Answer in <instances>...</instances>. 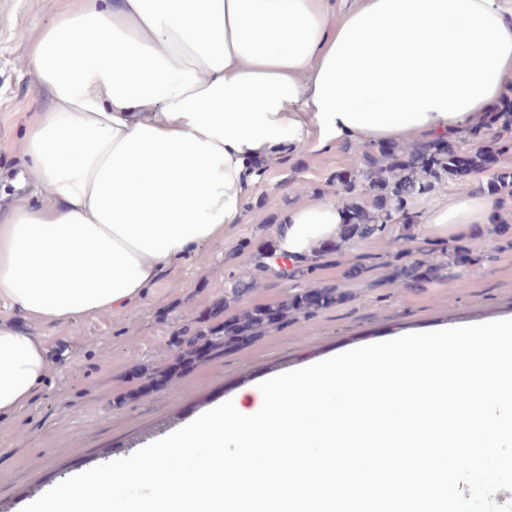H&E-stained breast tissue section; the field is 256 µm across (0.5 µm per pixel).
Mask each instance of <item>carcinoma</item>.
<instances>
[{
  "label": "carcinoma",
  "instance_id": "carcinoma-1",
  "mask_svg": "<svg viewBox=\"0 0 512 512\" xmlns=\"http://www.w3.org/2000/svg\"><path fill=\"white\" fill-rule=\"evenodd\" d=\"M510 130L512 112L496 113L493 122L487 125L491 142L503 155L512 154V137L507 135ZM477 132L479 129L475 128L470 132V137L461 140L462 147H448L424 161L417 160L412 151L397 150L390 145L381 146L377 150L366 151L361 166L348 173L337 174L336 194L341 196L347 212L357 216L356 223L346 225L336 242L306 259L297 270V276L310 279L320 266V261L339 254L347 242L382 235L395 227L398 228L396 250L388 265L393 267L396 281L404 287L417 288L445 280V271L459 265L460 255L466 256L470 264L479 262L480 256L474 253L464 237L458 238L451 249L442 253L440 259L428 258V251L421 246L413 232V225L402 223L408 217L410 199L431 192L447 178H461L482 169L486 149L476 138ZM489 190L512 196V169L500 171L489 183ZM492 232L500 238L499 249L512 250V224L496 223ZM273 251L274 245L271 243L256 247L251 258L257 270L265 272L270 269L265 259L272 256ZM255 287L257 281L253 277L235 281L231 288L224 291V308L240 303ZM344 297L345 294L334 287L310 288L290 295L275 308L244 307L216 327L202 324L191 335H182L178 352L182 357L196 356L205 345L215 355L242 340L240 332L243 329L249 330L250 337L254 338L292 315L310 317L319 309L341 302Z\"/></svg>",
  "mask_w": 512,
  "mask_h": 512
}]
</instances>
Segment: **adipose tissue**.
<instances>
[{"mask_svg": "<svg viewBox=\"0 0 512 512\" xmlns=\"http://www.w3.org/2000/svg\"><path fill=\"white\" fill-rule=\"evenodd\" d=\"M28 59L49 103L23 149L48 203L0 212V301L64 324L133 304L223 239L268 158L483 124L512 81V0H73ZM494 206L476 184L426 227L456 236ZM346 222L329 201L291 207L276 254L303 260ZM49 364L0 317V419Z\"/></svg>", "mask_w": 512, "mask_h": 512, "instance_id": "1", "label": "adipose tissue"}]
</instances>
